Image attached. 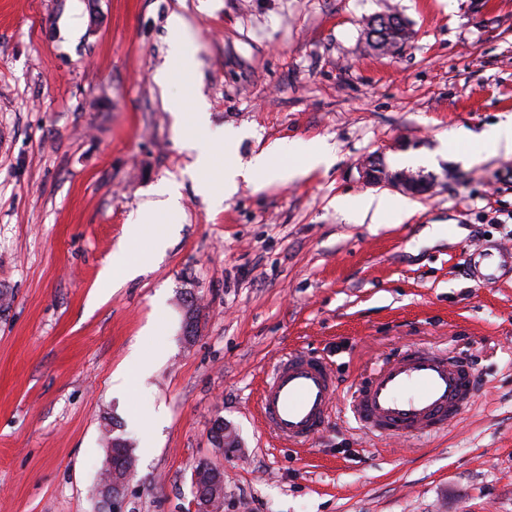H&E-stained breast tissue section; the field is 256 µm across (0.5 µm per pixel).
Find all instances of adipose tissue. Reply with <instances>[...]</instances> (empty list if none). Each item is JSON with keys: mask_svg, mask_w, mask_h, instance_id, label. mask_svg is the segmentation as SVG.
Segmentation results:
<instances>
[{"mask_svg": "<svg viewBox=\"0 0 512 512\" xmlns=\"http://www.w3.org/2000/svg\"><path fill=\"white\" fill-rule=\"evenodd\" d=\"M239 131L228 130L219 136L218 145L224 153V166L218 183H201L203 195H213L215 188H222L225 197L235 195L241 184L257 182L271 184L288 182L321 167L330 166L336 158L334 148L327 142L315 145L300 140L282 139L255 155L248 162L237 156ZM336 205L350 221L361 224H383L387 220L403 219L411 213L410 203L398 196H360L338 198Z\"/></svg>", "mask_w": 512, "mask_h": 512, "instance_id": "adipose-tissue-1", "label": "adipose tissue"}]
</instances>
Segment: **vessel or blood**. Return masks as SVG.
I'll list each match as a JSON object with an SVG mask.
<instances>
[{
  "label": "vessel or blood",
  "mask_w": 512,
  "mask_h": 512,
  "mask_svg": "<svg viewBox=\"0 0 512 512\" xmlns=\"http://www.w3.org/2000/svg\"><path fill=\"white\" fill-rule=\"evenodd\" d=\"M477 388V375L463 359L408 349L361 384L350 411L368 431L385 438L431 435L462 420ZM336 393V376L326 362L294 352L263 385L260 415L277 437L303 445L328 425Z\"/></svg>",
  "instance_id": "1"
}]
</instances>
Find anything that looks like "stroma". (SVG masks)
I'll return each instance as SVG.
<instances>
[{
    "mask_svg": "<svg viewBox=\"0 0 512 512\" xmlns=\"http://www.w3.org/2000/svg\"><path fill=\"white\" fill-rule=\"evenodd\" d=\"M174 11L193 33L186 69L168 55ZM387 12L412 30L393 55L366 35ZM196 94L202 144L246 128L242 159L301 138L336 161L213 204L164 104ZM508 115L512 0H0V512H108V430L137 459L123 512H189L201 461L224 471L223 512H512V269L469 272L475 248L512 246V154L444 145ZM404 155L429 160L410 216L349 222L337 197L394 192L362 163L395 173ZM163 182L181 205L164 253L145 232L143 272L102 281ZM435 224L444 237L426 236ZM412 345L469 359L476 402L437 435L371 436L349 399ZM296 350L324 357L339 392L302 446L258 409ZM134 354L157 366L117 389ZM219 417L237 448L213 446Z\"/></svg>",
    "mask_w": 512,
    "mask_h": 512,
    "instance_id": "obj_1",
    "label": "stroma"
}]
</instances>
